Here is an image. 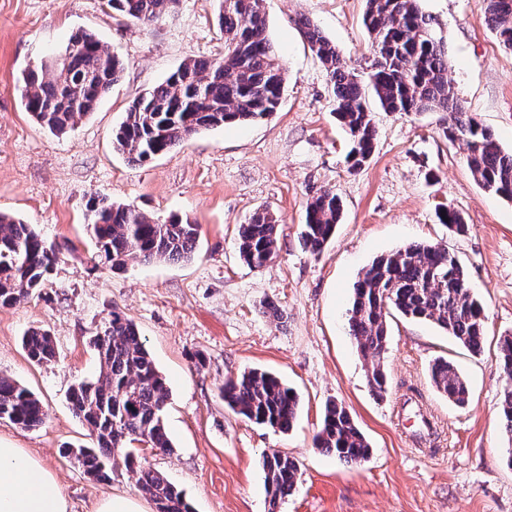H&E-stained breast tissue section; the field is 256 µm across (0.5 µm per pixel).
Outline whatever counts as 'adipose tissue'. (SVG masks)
Instances as JSON below:
<instances>
[{
    "label": "adipose tissue",
    "mask_w": 512,
    "mask_h": 512,
    "mask_svg": "<svg viewBox=\"0 0 512 512\" xmlns=\"http://www.w3.org/2000/svg\"><path fill=\"white\" fill-rule=\"evenodd\" d=\"M0 512H67L53 475L12 445L0 444Z\"/></svg>",
    "instance_id": "1"
}]
</instances>
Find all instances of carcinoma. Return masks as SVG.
Masks as SVG:
<instances>
[{
	"mask_svg": "<svg viewBox=\"0 0 512 512\" xmlns=\"http://www.w3.org/2000/svg\"><path fill=\"white\" fill-rule=\"evenodd\" d=\"M263 2L220 0L218 24L227 35L224 58L191 59L165 81L135 96L112 132L114 149L143 165L203 129L263 119L276 112L285 91V69L267 36ZM172 3L107 0L113 11L143 25L157 20ZM484 18L502 47L511 51L512 6L504 7L503 0H485ZM364 24L373 50L369 81L378 105L386 112L448 113L443 136L462 142L473 177L486 190L512 200V152L503 150L494 134L465 111L448 81L445 44L435 36L432 19L422 11L420 0H366ZM298 25L330 76L336 116L351 140L349 168H360L371 157L377 136L365 90L335 45L308 20L300 19ZM63 55V69L42 62L26 71L18 86L26 111L54 134L68 132L78 118L94 111L124 70L109 44L86 30L71 35ZM341 209L340 199L326 192L308 204L301 232L305 250L313 255L324 250ZM91 212L88 229L96 240L99 261L112 271L134 263L185 262L194 255L199 225L188 219L173 215L162 222L131 205L108 200L94 204ZM238 241L247 265H267L278 246L276 217L266 209L256 211L239 225ZM57 258L56 249L32 225L0 213V306H12L35 293ZM394 312L430 322L470 352L481 351L484 310L447 247L413 242L382 255L354 283L347 320L349 335L368 365V384L379 398L388 394L387 317ZM21 344L38 364L55 357L52 336L44 328L28 330ZM91 344L99 375L76 383L69 400L87 427L92 446L68 445L63 457L93 479L107 481L112 453L123 450L155 512H192L182 492L131 451L135 443H146L164 454L173 448L164 422L169 391L138 330L114 311ZM499 366L512 377L511 336L500 343ZM430 381L449 402L457 406L468 402L467 380L447 359L434 361ZM221 394L235 414L282 433L292 429L299 409V397L292 388L258 369L227 379ZM500 414L512 463L511 383L503 388ZM45 416V407L33 392L0 375V418L36 429ZM316 446L346 465L359 464L370 454V444L351 413L335 400L325 405ZM262 469L267 512H280L296 488L300 467L295 459L274 450L262 457Z\"/></svg>",
	"mask_w": 512,
	"mask_h": 512,
	"instance_id": "carcinoma-1",
	"label": "carcinoma"
}]
</instances>
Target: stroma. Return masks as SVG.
<instances>
[{"label": "stroma", "mask_w": 512, "mask_h": 512, "mask_svg": "<svg viewBox=\"0 0 512 512\" xmlns=\"http://www.w3.org/2000/svg\"><path fill=\"white\" fill-rule=\"evenodd\" d=\"M420 6L446 43L448 79L466 112L512 151V51L486 25L483 0ZM365 8V0H265L267 32L286 68L278 112L200 132L138 165L114 151L112 130L133 97L185 60L223 57L218 0H173L148 27L112 12L106 0H0V211L34 225L58 253L40 291L0 306V374L29 388L47 411L34 430L0 419V440L55 476L69 512H95L114 493L143 496L123 453H115L106 482L60 453L89 441L68 394L98 376L90 340L116 311L137 327L170 392L173 449L146 461L195 512H266L261 462L274 450L294 458L301 473L280 512H512V462L500 426V393L512 379L496 365L500 339L512 336V201L477 183L460 143L442 134L444 112L373 107L374 153L348 169L330 77L298 21L316 25L363 76L372 58ZM79 29L110 44L126 70L94 112L56 135L25 111L17 86ZM325 192L340 198L342 215L315 256L299 232L308 203ZM101 198L199 224L194 257L124 271L98 265L87 225L89 204ZM443 207L461 214L467 233L441 224ZM262 208L278 219V249L266 266L251 268L239 256L237 231ZM411 242L444 244L458 259L484 306L485 344L474 354L431 324L392 314L389 392L379 398L347 332L351 288L377 256ZM266 302L286 321L264 315ZM39 326L57 356L37 365L21 338ZM439 357L462 370L465 407L432 387L428 370ZM249 369L271 372L297 392L288 433L225 406V380ZM331 400L346 405L369 441L366 461L347 466L316 447ZM424 418L432 432L422 436Z\"/></svg>", "instance_id": "stroma-1"}]
</instances>
